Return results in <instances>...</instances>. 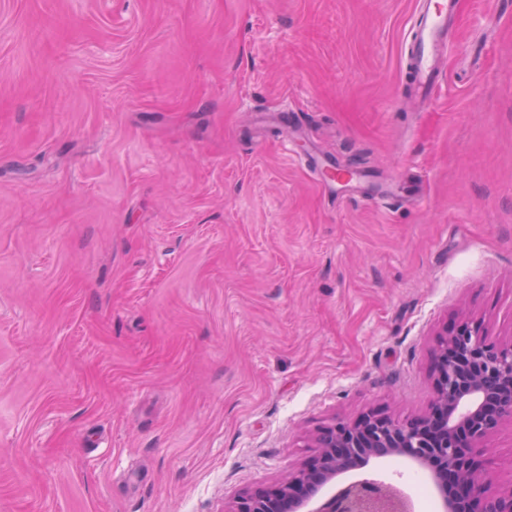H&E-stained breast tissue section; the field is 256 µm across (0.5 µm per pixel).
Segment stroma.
Returning a JSON list of instances; mask_svg holds the SVG:
<instances>
[{
  "instance_id": "stroma-1",
  "label": "stroma",
  "mask_w": 512,
  "mask_h": 512,
  "mask_svg": "<svg viewBox=\"0 0 512 512\" xmlns=\"http://www.w3.org/2000/svg\"><path fill=\"white\" fill-rule=\"evenodd\" d=\"M418 10L0 0V512H229L428 411L444 326L512 343V0H457L425 101ZM484 446L512 487V420ZM319 180L323 186L334 192L336 185L339 190L349 187L358 178V172L351 168H340L332 161L321 159L318 164Z\"/></svg>"
}]
</instances>
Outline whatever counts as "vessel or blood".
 Returning <instances> with one entry per match:
<instances>
[{"instance_id":"b4317fda","label":"vessel or blood","mask_w":512,"mask_h":512,"mask_svg":"<svg viewBox=\"0 0 512 512\" xmlns=\"http://www.w3.org/2000/svg\"><path fill=\"white\" fill-rule=\"evenodd\" d=\"M455 0H423L407 47V67L412 75L415 99L428 98L439 82V64L448 41V27L455 15ZM319 177L328 189L347 188L358 178L351 168H341L323 159L318 164Z\"/></svg>"}]
</instances>
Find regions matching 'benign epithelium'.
I'll return each mask as SVG.
<instances>
[{
    "label": "benign epithelium",
    "mask_w": 512,
    "mask_h": 512,
    "mask_svg": "<svg viewBox=\"0 0 512 512\" xmlns=\"http://www.w3.org/2000/svg\"><path fill=\"white\" fill-rule=\"evenodd\" d=\"M430 410L407 422L369 412L321 429L314 451L272 486L243 490L230 512H412L402 492L364 476L323 492L337 475L372 459L404 456L426 469L446 512H512V488L493 491L483 477L491 465L484 441L512 418V343L486 341L481 325H462L439 338Z\"/></svg>",
    "instance_id": "1"
}]
</instances>
